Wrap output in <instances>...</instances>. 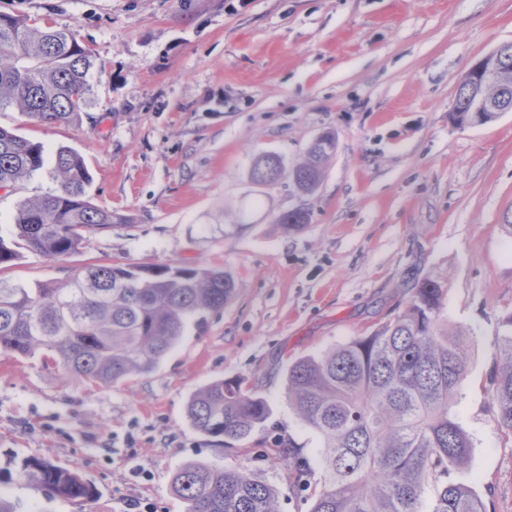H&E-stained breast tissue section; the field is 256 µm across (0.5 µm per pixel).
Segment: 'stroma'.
I'll return each mask as SVG.
<instances>
[{"label":"stroma","instance_id":"1","mask_svg":"<svg viewBox=\"0 0 512 512\" xmlns=\"http://www.w3.org/2000/svg\"><path fill=\"white\" fill-rule=\"evenodd\" d=\"M0 13L47 19L91 48L89 116L35 122L16 109L0 126L82 154L94 204L125 223L79 253L23 252L5 278L64 281L90 264L206 265L236 284L223 310L189 327L155 371L90 387L40 358L0 353V468L29 455L76 470L90 503L49 501L19 480L0 484L18 512H185L174 473L197 461L249 469L278 490V512H310L322 485L318 435L288 402L289 362L391 321L410 279L448 281L445 315L468 335L457 407L473 448L448 479L486 512H512V433L492 402L496 338L512 313V112L460 126L450 114L473 63L512 42V0H0ZM336 151L311 195L289 179L251 181L260 153L286 166L321 133ZM41 170L0 190V228L15 203L55 191ZM311 224L288 234L296 206ZM243 379L271 415L243 442L195 430L190 396ZM312 468L306 487L289 457ZM311 221L312 213L304 207L289 209L277 217V223L288 232L300 231L306 226V224H310Z\"/></svg>","mask_w":512,"mask_h":512}]
</instances>
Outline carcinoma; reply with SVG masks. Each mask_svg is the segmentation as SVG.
Masks as SVG:
<instances>
[{"label":"carcinoma","mask_w":512,"mask_h":512,"mask_svg":"<svg viewBox=\"0 0 512 512\" xmlns=\"http://www.w3.org/2000/svg\"><path fill=\"white\" fill-rule=\"evenodd\" d=\"M103 69L92 50L46 20L0 13V111L15 106L37 122L73 124L87 113L93 72ZM478 88L465 75L454 119L463 123ZM491 102L512 112V42L501 45L498 76L486 88ZM326 132L303 162L287 169L281 157L253 165L259 185L288 177L313 193L334 152ZM45 150L0 127V189L16 188L45 166ZM51 178L57 190L16 203L8 237L0 235V268L21 250L60 259L75 254L87 235L125 218L91 201L92 176L84 157L57 149ZM312 213L297 207L277 223L302 230ZM232 276L204 265H91L71 278L32 288L0 278V351L41 355L43 364L94 385H114L151 373L178 344L191 320L224 309ZM448 288L437 273L417 278L405 310L366 336L295 359L286 390L302 422L321 439L322 488L311 512H423L425 487L435 488L429 512H484L481 498L462 482L448 483V467L467 464L473 442L455 411L467 372L466 337L443 327ZM497 338L501 367L493 379L498 424L512 432V315ZM270 416L267 400L240 378L213 381L187 404L202 434L241 442ZM17 476L49 500L88 501L95 489L82 476L31 455L0 482ZM173 488L186 512H277L276 488L246 469L187 463Z\"/></svg>","instance_id":"obj_1"}]
</instances>
